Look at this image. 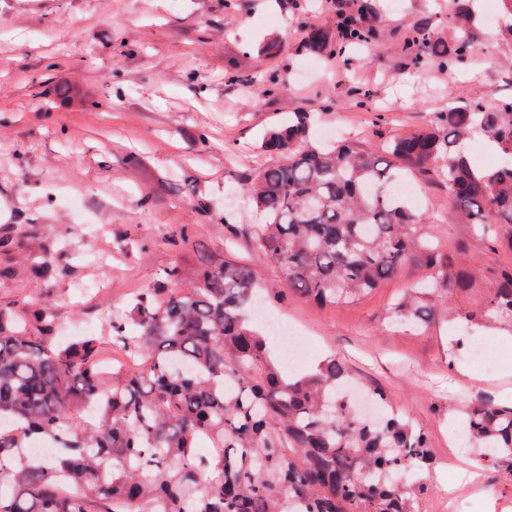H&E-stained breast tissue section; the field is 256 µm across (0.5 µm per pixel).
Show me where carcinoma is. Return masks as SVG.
I'll return each mask as SVG.
<instances>
[{
	"mask_svg": "<svg viewBox=\"0 0 512 512\" xmlns=\"http://www.w3.org/2000/svg\"><path fill=\"white\" fill-rule=\"evenodd\" d=\"M462 33L447 47L420 24L404 43L408 65L452 72L475 49L472 0H450ZM374 0H349L338 33L308 31L303 48L348 63V49L376 40ZM303 112L269 132L263 148L281 161L243 187L260 246L288 288L321 305L350 303L408 262L434 270L421 293L393 314L427 324L437 307L469 289L474 273L437 261L423 215L389 188L400 171H431L479 241L512 248V97L443 112L379 155L348 142L316 146ZM478 132L511 159L476 166L461 142ZM260 289L245 266L205 260L188 273L175 263L112 323V345L136 368L100 372L103 337L61 342L54 318L26 319L0 307V512H415L429 464L428 435L387 410L363 420L345 391L344 363L328 357L303 375L286 372L255 326ZM479 325L512 331V271L478 310ZM465 428L481 459L512 479V404L480 401ZM55 440L62 450L34 461L24 448Z\"/></svg>",
	"mask_w": 512,
	"mask_h": 512,
	"instance_id": "obj_1",
	"label": "carcinoma"
}]
</instances>
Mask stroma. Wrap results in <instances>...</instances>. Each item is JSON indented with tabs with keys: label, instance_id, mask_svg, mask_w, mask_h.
<instances>
[{
	"label": "stroma",
	"instance_id": "1",
	"mask_svg": "<svg viewBox=\"0 0 512 512\" xmlns=\"http://www.w3.org/2000/svg\"><path fill=\"white\" fill-rule=\"evenodd\" d=\"M380 37L347 65L303 53L306 25L336 32L339 0H0V307L27 314L48 305L59 330L121 318L127 301L173 264L202 257L247 266L277 317L304 335L306 372L329 355L349 367L353 392H383L392 409L433 441L428 494L416 512H512V483L471 448L454 447L464 410L487 398L512 402V333L463 323L512 270V250L474 239L448 199L447 183L411 169L420 186L408 207L428 216L438 255L478 270L428 325L399 323L392 304L424 276L410 265L361 301L317 306L291 292L259 246L242 191L276 165L261 143L294 112L315 133L373 152L472 101L512 95V39L477 14L476 53L462 72L407 68L413 25L449 43L459 23L448 0H376ZM280 41L273 58L266 43ZM279 90L262 91L267 77ZM62 83L70 96L57 100ZM56 257L39 272L42 254ZM502 350L492 376L463 362L460 337Z\"/></svg>",
	"mask_w": 512,
	"mask_h": 512
}]
</instances>
